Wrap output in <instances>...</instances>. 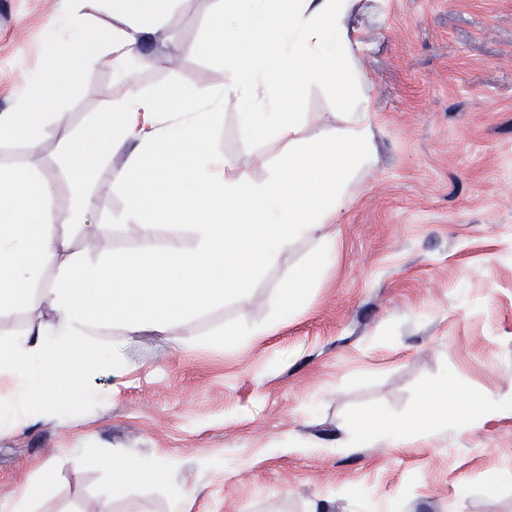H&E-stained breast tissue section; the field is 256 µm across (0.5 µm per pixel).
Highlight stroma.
Masks as SVG:
<instances>
[{"label":"stroma","instance_id":"obj_1","mask_svg":"<svg viewBox=\"0 0 512 512\" xmlns=\"http://www.w3.org/2000/svg\"><path fill=\"white\" fill-rule=\"evenodd\" d=\"M69 0H0V110L38 72L41 34ZM213 0H177L160 31L128 58L114 53L61 105L78 133L128 87L222 90V60L184 53L199 43ZM361 75L354 113L369 124L373 162L347 189L336 223L302 237L253 281L246 301L214 306L167 334L125 340L129 370L85 379L90 401L40 414L0 435V498L44 460L66 457L35 512H512V415L463 423L457 401L512 398V0H355L345 18ZM339 94L310 84L295 96L297 145L349 127ZM216 153L264 180L284 140L243 138L225 105L211 130ZM57 140L30 158L0 144V165L36 161L61 177ZM100 172L94 221L107 241L76 234L71 249L136 250V227L111 224L124 191ZM333 245L336 263L278 321L292 267ZM274 322L240 344L228 333ZM448 383L446 431L395 449L363 446L348 430L359 415L412 419L424 392ZM168 457L161 481L112 484L113 449Z\"/></svg>","mask_w":512,"mask_h":512}]
</instances>
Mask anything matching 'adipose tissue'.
<instances>
[{
  "mask_svg": "<svg viewBox=\"0 0 512 512\" xmlns=\"http://www.w3.org/2000/svg\"><path fill=\"white\" fill-rule=\"evenodd\" d=\"M113 24L92 33L84 14L66 23L51 19L44 56L29 84L15 92L12 109L0 111V143L24 141L30 155L67 124L59 103L95 73L105 48L117 63L138 53L177 0H108ZM351 0H217L213 19L193 54L223 60L225 99L239 107L243 137L257 133L288 139L299 115L285 111L294 92L332 82L356 81L344 61L351 37L343 18ZM208 93L170 87L153 94L129 90L81 133L65 140L58 163L64 183L35 166H0V313L30 300L49 308V320L32 322L14 339L0 340V381L10 388L9 410H0V432L27 425L32 412L81 403L89 396L73 380L72 356L83 376L126 370L117 349L98 343L102 332L135 336L167 333L173 326L227 300H243L254 279L302 236L336 223L346 186L373 158L368 127L334 128L286 154L261 181L217 158L210 145L215 113L204 111ZM112 164V184L126 192V206L111 218L136 226L142 245L122 254L72 252L73 229L100 237L90 223L99 190L98 171ZM162 224H188L193 249L170 243L156 249ZM331 247L292 268L281 309L291 314L309 283L333 265ZM54 279H47L48 269ZM361 444L383 439L409 448L411 425L369 416L354 422ZM65 464H40L33 480L0 500V512H33L37 494L56 485ZM169 461L113 453L112 481L164 479Z\"/></svg>",
  "mask_w": 512,
  "mask_h": 512,
  "instance_id": "1",
  "label": "adipose tissue"
}]
</instances>
